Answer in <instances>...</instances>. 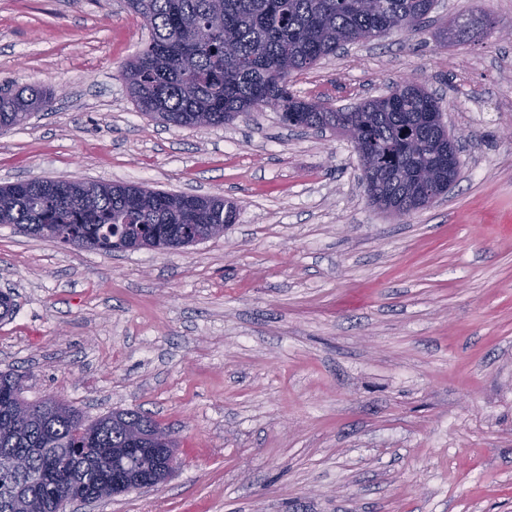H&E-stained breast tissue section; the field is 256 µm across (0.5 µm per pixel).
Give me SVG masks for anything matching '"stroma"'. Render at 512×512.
<instances>
[{
    "mask_svg": "<svg viewBox=\"0 0 512 512\" xmlns=\"http://www.w3.org/2000/svg\"><path fill=\"white\" fill-rule=\"evenodd\" d=\"M494 29L453 45L458 16ZM126 0H0V87L49 109L0 133V185L67 177L217 195L223 237L104 254L0 224V372L93 421L138 408L178 442L152 489L63 512H512V0H435L420 31L292 78L336 111L409 75L463 136L447 194L403 219L353 144L267 109L165 124L121 76Z\"/></svg>",
    "mask_w": 512,
    "mask_h": 512,
    "instance_id": "35a3bbf8",
    "label": "stroma"
}]
</instances>
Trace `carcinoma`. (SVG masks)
Instances as JSON below:
<instances>
[{
    "label": "carcinoma",
    "instance_id": "cac0c4a2",
    "mask_svg": "<svg viewBox=\"0 0 512 512\" xmlns=\"http://www.w3.org/2000/svg\"><path fill=\"white\" fill-rule=\"evenodd\" d=\"M150 30V41L123 69L139 111L188 127H218L241 115L274 108L295 128H337L362 161L371 204L397 217L425 207L426 197L457 179L456 149L448 140L437 99L421 83L400 84L389 95L345 112H329L297 98L293 75L333 55L344 43L385 32L415 30L434 0H128ZM455 19L448 43L473 30ZM196 28L209 39L194 41ZM51 91L25 86L0 91V130L22 124L46 106ZM236 206L220 197L203 201L125 183L32 179L0 186V224L37 237L103 252L121 249L148 232L175 251L217 236L233 224ZM21 378L0 373V457L24 458L26 469L0 474V512H55V493L77 490L112 496V485L132 476L157 477L161 460L150 450L163 427L140 409H122L87 421L74 406L48 398L39 413L27 406Z\"/></svg>",
    "mask_w": 512,
    "mask_h": 512
}]
</instances>
